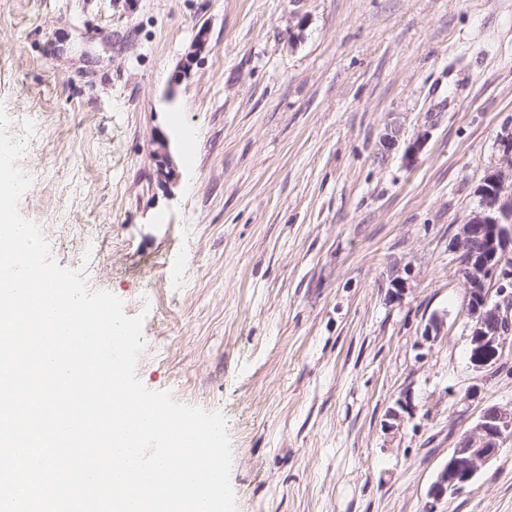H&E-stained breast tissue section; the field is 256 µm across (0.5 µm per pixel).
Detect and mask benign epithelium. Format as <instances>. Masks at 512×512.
Instances as JSON below:
<instances>
[{"label":"benign epithelium","instance_id":"7a95c632","mask_svg":"<svg viewBox=\"0 0 512 512\" xmlns=\"http://www.w3.org/2000/svg\"><path fill=\"white\" fill-rule=\"evenodd\" d=\"M499 166L480 185L479 204L456 237L466 289L467 330L474 370L496 364L512 342V131L500 137ZM512 444V404L484 407L460 437L430 487L437 502L462 493L482 466Z\"/></svg>","mask_w":512,"mask_h":512}]
</instances>
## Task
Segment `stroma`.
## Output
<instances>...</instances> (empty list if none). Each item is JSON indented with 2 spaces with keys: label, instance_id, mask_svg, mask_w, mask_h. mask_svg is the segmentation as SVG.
Instances as JSON below:
<instances>
[{
  "label": "stroma",
  "instance_id": "35a3bbf8",
  "mask_svg": "<svg viewBox=\"0 0 512 512\" xmlns=\"http://www.w3.org/2000/svg\"><path fill=\"white\" fill-rule=\"evenodd\" d=\"M0 109L21 215L143 316L137 378L224 417L236 512H512V445L428 497L512 403L455 247L512 127V0H0ZM512 444V403L484 407L472 426L460 437L448 463L430 487L429 497L438 502L462 493L482 466Z\"/></svg>",
  "mask_w": 512,
  "mask_h": 512
}]
</instances>
